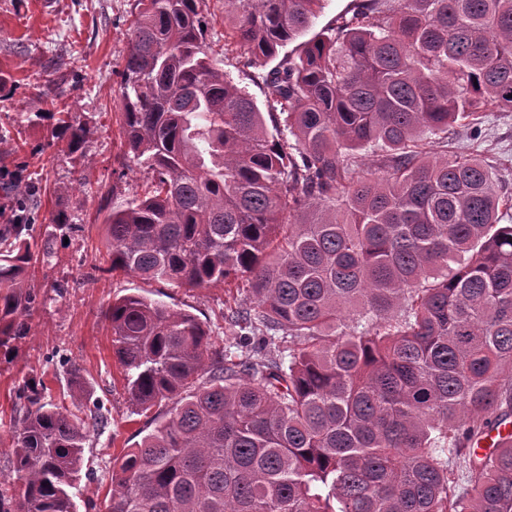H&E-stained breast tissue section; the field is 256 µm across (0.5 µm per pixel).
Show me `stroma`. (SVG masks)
I'll use <instances>...</instances> for the list:
<instances>
[{"instance_id":"1","label":"stroma","mask_w":512,"mask_h":512,"mask_svg":"<svg viewBox=\"0 0 512 512\" xmlns=\"http://www.w3.org/2000/svg\"><path fill=\"white\" fill-rule=\"evenodd\" d=\"M134 0H0V180L11 181L14 164L25 161L29 184L38 199L36 241L52 243V255L38 259L27 284L39 301L27 318L29 334L14 343L10 360L0 361V477L11 480L14 388L22 378L44 380L56 400H67V379L49 362L60 351L80 365L109 419L101 435L85 448V466L103 467L139 441L150 418L136 414L123 390V376L112 358V336L104 311L112 299L130 292L165 293L172 307L196 315L224 344L237 331L223 319L231 307H248L246 289L175 288L135 275L93 272L106 251L104 217L112 207L140 197L153 183L150 170L122 160L119 87L128 50ZM206 50L219 68L265 105L263 75L292 54L289 42L268 60L254 59L224 39V0H208ZM43 90H35V83ZM70 108L87 130L81 153L65 142H49L26 116L45 112L50 102ZM482 136H475V128ZM448 151L476 154L499 175L502 194H512V112H488L480 126L464 120L448 131ZM109 195L100 196L98 185ZM67 213L79 232L56 236L53 217Z\"/></svg>"}]
</instances>
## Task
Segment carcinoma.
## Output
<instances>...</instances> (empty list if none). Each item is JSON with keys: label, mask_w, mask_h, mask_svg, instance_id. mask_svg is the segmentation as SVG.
<instances>
[{"label": "carcinoma", "mask_w": 512, "mask_h": 512, "mask_svg": "<svg viewBox=\"0 0 512 512\" xmlns=\"http://www.w3.org/2000/svg\"><path fill=\"white\" fill-rule=\"evenodd\" d=\"M120 85L123 156L152 189L112 208L106 273L248 287L235 347L139 293L104 311L137 413L170 404L112 466L106 512H512V203L477 157L424 135L512 111V0H361L251 94L205 51L207 0H135ZM323 0H224V37L271 57ZM48 139L82 148L67 111ZM381 152L359 169L356 152ZM0 354L38 293L36 202L3 187ZM71 406L14 390L16 481L0 512H77L84 448L108 426L81 368Z\"/></svg>", "instance_id": "obj_1"}]
</instances>
